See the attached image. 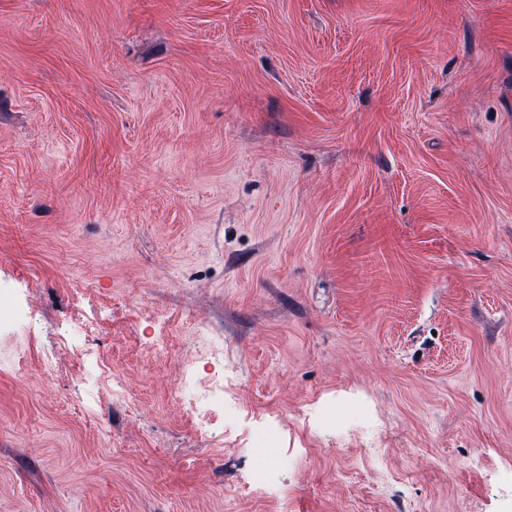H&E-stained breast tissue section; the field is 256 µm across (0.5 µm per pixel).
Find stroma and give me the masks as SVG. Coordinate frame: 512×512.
<instances>
[{"label":"stroma","mask_w":512,"mask_h":512,"mask_svg":"<svg viewBox=\"0 0 512 512\" xmlns=\"http://www.w3.org/2000/svg\"><path fill=\"white\" fill-rule=\"evenodd\" d=\"M0 277V512H512V0H0Z\"/></svg>","instance_id":"obj_1"}]
</instances>
